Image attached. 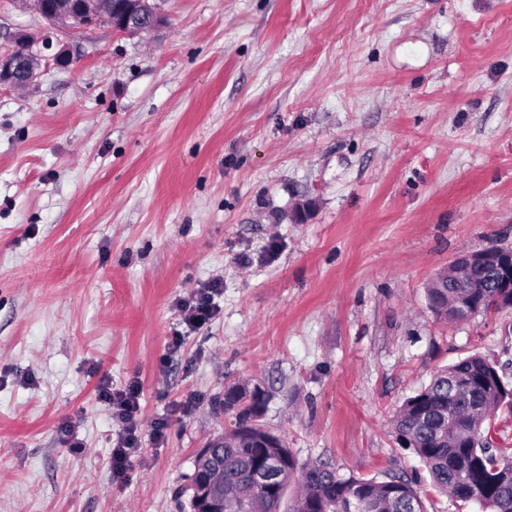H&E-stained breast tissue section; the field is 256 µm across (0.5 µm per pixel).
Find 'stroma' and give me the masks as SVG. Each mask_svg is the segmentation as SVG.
I'll use <instances>...</instances> for the list:
<instances>
[{
  "label": "stroma",
  "mask_w": 512,
  "mask_h": 512,
  "mask_svg": "<svg viewBox=\"0 0 512 512\" xmlns=\"http://www.w3.org/2000/svg\"><path fill=\"white\" fill-rule=\"evenodd\" d=\"M161 13L137 35L58 29L77 64L44 47L32 85L0 86V512H190L247 382L299 463L422 473L391 428L403 401L470 354L512 360V309L456 323L426 297L460 253L512 246V0ZM47 29L0 0V52ZM216 277L189 331L175 304ZM134 379L117 480L96 388Z\"/></svg>",
  "instance_id": "stroma-1"
}]
</instances>
